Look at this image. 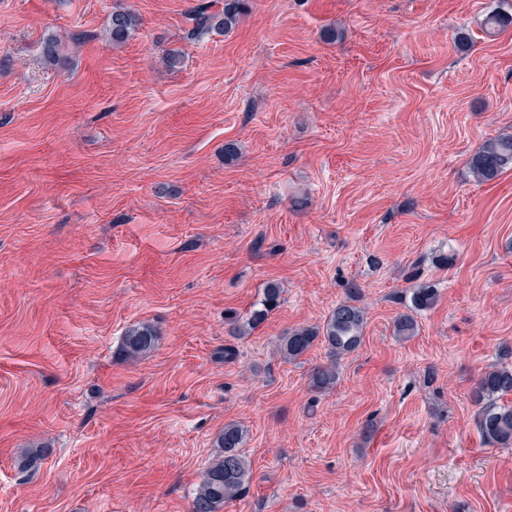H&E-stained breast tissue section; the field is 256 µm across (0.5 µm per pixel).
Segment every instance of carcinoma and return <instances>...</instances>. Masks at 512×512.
Returning a JSON list of instances; mask_svg holds the SVG:
<instances>
[{
    "label": "carcinoma",
    "instance_id": "obj_1",
    "mask_svg": "<svg viewBox=\"0 0 512 512\" xmlns=\"http://www.w3.org/2000/svg\"><path fill=\"white\" fill-rule=\"evenodd\" d=\"M243 10V0H224L222 15L208 14L200 8L195 21L202 32L216 30L225 32L235 26ZM139 25L136 15L128 10L112 11L109 37L115 45L123 44L134 34ZM512 25V15L494 12L486 16L484 26L488 30L505 29ZM473 177L480 183L498 179L512 169V136L500 137L486 143L469 160ZM281 289L270 283L264 289L261 300L254 309L247 325L253 326L265 320L279 304ZM437 293L430 287L416 288L412 292L413 309L422 311L431 308ZM365 323L363 308L346 300L336 304L326 323L321 328L302 327L282 337L279 349L288 361L301 358L318 339L327 344L333 360L318 365L309 375V386L322 393L336 387L338 372L336 358L355 351L362 342ZM394 332L401 337H411L418 332L414 315L403 314L394 323ZM157 333L149 324L129 327L123 339V351L131 359L150 353L156 346ZM512 395V365H495L479 379L473 391L476 403L483 404L479 419V430L485 442L502 448L512 447V405L502 399ZM246 431L230 422L217 438L222 452L209 463L197 486L192 501V512H220L224 505L240 498L252 478L251 464L243 452Z\"/></svg>",
    "mask_w": 512,
    "mask_h": 512
}]
</instances>
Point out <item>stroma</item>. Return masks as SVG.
<instances>
[{
  "mask_svg": "<svg viewBox=\"0 0 512 512\" xmlns=\"http://www.w3.org/2000/svg\"><path fill=\"white\" fill-rule=\"evenodd\" d=\"M244 3L224 34L194 21L224 0H0V512H191L229 422L223 512H512L472 399L512 350V169L468 166L512 135V26L482 29L512 0ZM348 299L362 343L315 392L327 345H277ZM138 25V18L133 12L123 9L114 10L108 30L112 44L119 45L128 41ZM469 168L479 183L494 181L512 169V136L486 143L470 158ZM280 297V287L275 283L268 284L264 290L263 298L254 304V309L247 322L248 327L251 328V326L265 320L269 313L278 306ZM157 336L156 331L149 324L128 327L124 334L123 351L128 358H140L155 348ZM246 431L230 422L217 438L222 452L209 463L197 486L192 512H220L226 503L240 498L252 478L251 464L242 448Z\"/></svg>",
  "mask_w": 512,
  "mask_h": 512,
  "instance_id": "obj_1",
  "label": "stroma"
}]
</instances>
